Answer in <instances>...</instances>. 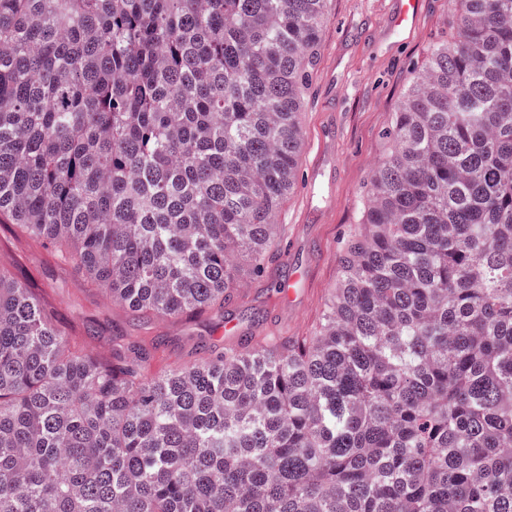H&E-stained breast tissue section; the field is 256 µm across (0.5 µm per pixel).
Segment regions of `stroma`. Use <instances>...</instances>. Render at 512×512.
<instances>
[{"label": "stroma", "mask_w": 512, "mask_h": 512, "mask_svg": "<svg viewBox=\"0 0 512 512\" xmlns=\"http://www.w3.org/2000/svg\"><path fill=\"white\" fill-rule=\"evenodd\" d=\"M421 2L415 29L398 32V0H331L300 115L298 188L277 216L286 230L272 244L264 276L240 273L236 299L224 310L169 320L136 316L8 223H0V264L30 279L59 326L92 350L108 347L116 334L144 343L162 337L155 372L188 365L201 342L225 346L244 336L313 335L340 275V250L362 222L373 172L388 149L384 132L428 48L450 31L449 0ZM291 279L295 293L287 300L278 288ZM228 319L235 331H225Z\"/></svg>", "instance_id": "1"}]
</instances>
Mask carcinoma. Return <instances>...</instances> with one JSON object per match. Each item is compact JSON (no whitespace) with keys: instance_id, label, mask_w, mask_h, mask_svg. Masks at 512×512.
Returning <instances> with one entry per match:
<instances>
[{"instance_id":"obj_1","label":"carcinoma","mask_w":512,"mask_h":512,"mask_svg":"<svg viewBox=\"0 0 512 512\" xmlns=\"http://www.w3.org/2000/svg\"><path fill=\"white\" fill-rule=\"evenodd\" d=\"M330 0H0V218L144 317L234 301ZM313 336L72 344L0 264V512H512V0H454Z\"/></svg>"}]
</instances>
